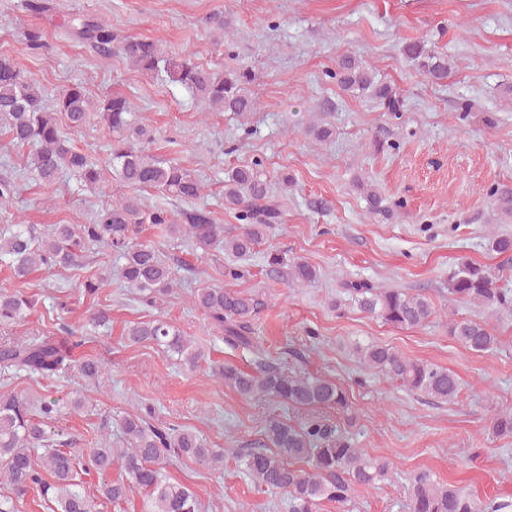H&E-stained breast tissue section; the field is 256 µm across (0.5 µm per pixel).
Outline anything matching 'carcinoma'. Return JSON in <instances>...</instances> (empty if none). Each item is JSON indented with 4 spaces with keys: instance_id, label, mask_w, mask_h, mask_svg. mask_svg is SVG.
<instances>
[{
    "instance_id": "carcinoma-1",
    "label": "carcinoma",
    "mask_w": 512,
    "mask_h": 512,
    "mask_svg": "<svg viewBox=\"0 0 512 512\" xmlns=\"http://www.w3.org/2000/svg\"><path fill=\"white\" fill-rule=\"evenodd\" d=\"M26 9L51 17L57 0H26ZM69 30L74 39L100 53L116 52L141 71L165 75L218 112L245 118L258 107L251 90L255 74L246 67L214 72L189 58L165 53L155 40L121 38L112 27L90 16L71 20ZM403 55L431 81L448 80V56L419 41L405 44ZM336 79L343 91L368 96L386 112L403 111L404 100L395 85L377 78L355 54L338 58ZM133 112L126 96L108 94L93 100L78 84L59 93L49 107L39 84L13 60L0 56V128L15 146L30 149L28 165L41 182L50 185L60 174L68 173L80 185L98 188L110 174L128 187L153 189L190 205L180 212L179 224L167 208L149 207L136 196L112 201L90 224H50L39 234L28 224H9L0 230V268L9 270L14 279L25 284L39 271L86 267L87 261L77 263L78 253L102 245L119 252L124 260L123 279L139 291L141 301L152 305L171 288L173 268L155 247L138 241L143 225L149 224L172 239L189 235L199 245L221 247L241 259L279 223L280 205L270 195L266 174L251 165L236 167L224 177V209L234 213L243 227L225 239L224 225L214 223L211 212L196 205L203 195L202 184L178 162L150 152L152 130L136 121ZM94 118L116 134L104 162L76 149L64 132L66 128L78 132ZM16 192L13 178L1 176L0 208L12 202ZM366 200L375 214L388 217L393 213L386 198L370 185L366 186ZM268 262L275 271L288 267L289 277L299 285L316 278L314 267L298 257L287 262L281 254L272 253ZM498 279L495 267L463 262L448 280V294L474 307L509 309L512 296L496 287ZM105 281L101 274L85 281L83 295L96 306ZM347 288L363 312L394 327L422 326L435 314L430 300L420 294L399 288L377 289L364 281L352 282ZM36 304L32 296L0 289V368L50 377L72 367L86 379L98 378L100 364L85 360L72 365L70 350L86 343L89 328L109 326L106 312L99 309L93 313L88 328H62V341L50 335L17 338L13 328ZM195 304L211 326L224 333L227 345L254 348L251 319L266 307L259 296L216 286L199 289ZM449 335L477 353L490 352L499 344L498 337L477 319L452 322ZM124 336L133 344H154L190 370L205 360L202 348L164 320L134 322L125 328ZM357 353L368 367L410 391L441 402H451L458 395L460 381L446 368L407 359L382 344L359 346ZM258 365L257 375L232 366L219 367V374L225 384L245 397L268 396L302 410L349 408L345 390L325 377L289 371L263 358ZM64 409L60 400L50 396L32 404L18 394L0 392V472L11 486V494L0 495V512H21L22 501L31 491L38 501L52 504L51 512H102L95 500L119 507L136 492L142 495L141 512H201L197 493L185 484L171 482L164 465L172 457H186L212 467L223 462L224 449L210 448L198 434L175 425L153 424L154 410L145 407L121 419L126 448L118 450L105 441L83 450L52 430ZM492 430L498 437H512V412L497 415ZM265 436L271 447L237 450L235 456L260 485L286 493L291 512H317L326 501L346 507L355 487L374 488L388 478L387 460L364 454L335 424L323 419L292 425L273 418ZM85 465L101 477L111 473L114 465L121 474L101 482L93 498L83 488L80 471ZM410 485V512H479L469 496L440 483L427 470L415 472Z\"/></svg>"
}]
</instances>
